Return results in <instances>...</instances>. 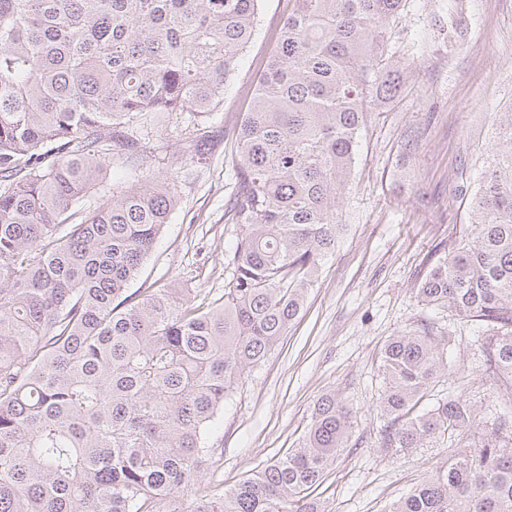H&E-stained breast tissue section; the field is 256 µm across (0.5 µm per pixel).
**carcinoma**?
I'll return each instance as SVG.
<instances>
[{
  "label": "carcinoma",
  "instance_id": "obj_1",
  "mask_svg": "<svg viewBox=\"0 0 512 512\" xmlns=\"http://www.w3.org/2000/svg\"><path fill=\"white\" fill-rule=\"evenodd\" d=\"M261 3L0 0V512H324L309 489L352 425L334 391L300 447L227 491L189 492L224 400L286 335L335 251L361 133L408 77L386 53L403 0H294L233 127L224 216L239 233L220 297L198 303L166 284L125 294L178 206V174L85 205L114 161L144 169L148 117L190 113L182 149L205 163ZM471 214L416 295L485 328L503 409L480 438L461 396L420 412L454 336L390 337L383 447L449 432L477 442L387 512H512V111L496 119Z\"/></svg>",
  "mask_w": 512,
  "mask_h": 512
}]
</instances>
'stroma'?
<instances>
[{"label": "stroma", "mask_w": 512, "mask_h": 512, "mask_svg": "<svg viewBox=\"0 0 512 512\" xmlns=\"http://www.w3.org/2000/svg\"><path fill=\"white\" fill-rule=\"evenodd\" d=\"M289 7V0H263L254 38L213 117L206 165L179 151L187 116L149 129V172L178 173L182 201L130 291L171 283L211 298L223 294L226 256L239 232L224 221L236 163L224 131L247 111L254 76ZM387 52L410 78L362 133L340 206L346 229L287 335L225 402L215 430L218 452L202 486L232 488L298 447L318 398L336 391L353 413L348 446L311 495L325 512H385L457 442L438 437L408 455L381 445L376 402L384 344L424 324L452 332L456 341L446 352L447 379L421 410L450 392L471 401L480 417L500 409L481 367V326L421 305L416 288L439 249L469 224L468 202L493 142L495 115L512 110V0H405Z\"/></svg>", "instance_id": "obj_1"}]
</instances>
